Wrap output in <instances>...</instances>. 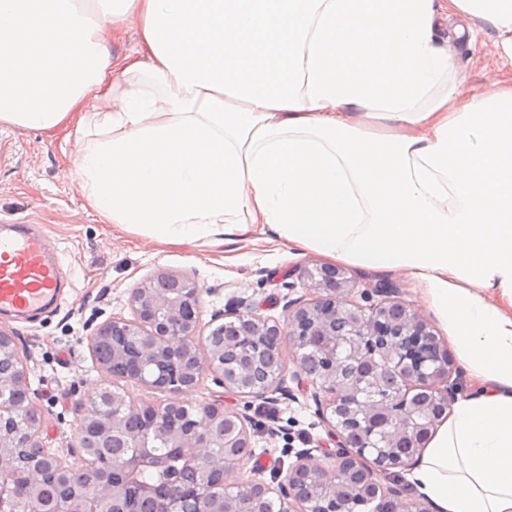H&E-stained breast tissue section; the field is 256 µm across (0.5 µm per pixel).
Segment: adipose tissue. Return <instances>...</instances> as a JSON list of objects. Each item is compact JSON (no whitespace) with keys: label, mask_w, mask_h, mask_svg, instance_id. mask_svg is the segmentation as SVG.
Instances as JSON below:
<instances>
[{"label":"adipose tissue","mask_w":512,"mask_h":512,"mask_svg":"<svg viewBox=\"0 0 512 512\" xmlns=\"http://www.w3.org/2000/svg\"><path fill=\"white\" fill-rule=\"evenodd\" d=\"M477 20L512 60V0H0V122L74 126L102 217L423 285L477 384L412 470L434 512H512V79L458 100L443 41ZM103 34L112 55H124L137 48L139 31L135 23L129 24L119 32H112V24L103 21Z\"/></svg>","instance_id":"obj_1"}]
</instances>
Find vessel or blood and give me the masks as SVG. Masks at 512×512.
<instances>
[{"label": "vessel or blood", "mask_w": 512, "mask_h": 512, "mask_svg": "<svg viewBox=\"0 0 512 512\" xmlns=\"http://www.w3.org/2000/svg\"><path fill=\"white\" fill-rule=\"evenodd\" d=\"M60 272L43 233L30 224L0 223V311L16 316L53 302Z\"/></svg>", "instance_id": "obj_1"}]
</instances>
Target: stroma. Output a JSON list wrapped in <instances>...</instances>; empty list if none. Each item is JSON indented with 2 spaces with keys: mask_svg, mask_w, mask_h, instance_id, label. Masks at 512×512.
Instances as JSON below:
<instances>
[{
  "mask_svg": "<svg viewBox=\"0 0 512 512\" xmlns=\"http://www.w3.org/2000/svg\"><path fill=\"white\" fill-rule=\"evenodd\" d=\"M447 47L456 63L452 83L460 94L512 76L500 57L496 33L472 44L451 40ZM75 138L71 127L47 133L0 122V218L33 224L45 233L62 281L50 309L22 319L0 312V331L14 337L27 359L31 386L45 411L47 447L74 465L79 462L73 453L78 421L88 394L103 379L88 346L91 328L111 317L132 318L130 292L140 282L162 270L194 279L200 287V331L206 335L218 312L232 316L255 307L264 317L284 322L287 299L306 292L301 270L323 264L316 255H297L287 243L257 234L233 244L215 236L168 244L149 230L103 220L81 187ZM347 272L362 282L397 288L400 300L418 308L436 334H444L420 289L402 273L353 265ZM282 359L281 376L292 387V398L264 402L224 390L209 378L190 396L248 416L254 455L238 474L245 481L276 484L294 451L332 445L310 390L294 385L291 342H284ZM271 427L279 429L278 437H269Z\"/></svg>",
  "mask_w": 512,
  "mask_h": 512,
  "instance_id": "35a3bbf8",
  "label": "stroma"
}]
</instances>
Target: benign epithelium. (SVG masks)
Wrapping results in <instances>:
<instances>
[{
  "instance_id": "benign-epithelium-1",
  "label": "benign epithelium",
  "mask_w": 512,
  "mask_h": 512,
  "mask_svg": "<svg viewBox=\"0 0 512 512\" xmlns=\"http://www.w3.org/2000/svg\"><path fill=\"white\" fill-rule=\"evenodd\" d=\"M315 297L288 300L285 325L248 309L200 334V289L190 277L159 271L132 289L131 319L97 324L88 345L112 352L98 362L104 382L89 402L126 399L112 391V380L144 382L169 397L159 404L127 403L138 414L143 431L131 437L136 453L101 468L91 486L84 469L97 465V449L123 431V421L87 409L78 426L79 469L43 444L45 414L31 388L29 370L13 337L0 332V363H12L0 376V492L16 496L37 492L52 483L60 496L41 512H132V502L150 501L154 512H266L271 499L281 512H430L420 501L405 499L404 485L381 481L414 464L433 431L447 416L461 382L448 349L413 305L390 296L384 285L362 286L340 267L306 270ZM369 303L364 307L352 297ZM297 350L294 379L312 384L318 414L336 436V451L295 452V461L275 486L239 481L236 474L252 457L248 417L211 403L186 399L200 381L211 376L224 388L258 399L291 396L281 370L254 384L249 373L277 358L284 340ZM27 418L28 432L19 441L16 416ZM162 437L183 449L194 473L187 486L173 481L162 487H133L134 473L155 460L152 440ZM224 452L217 453L215 449ZM27 464L26 482L14 485L18 464Z\"/></svg>"
}]
</instances>
